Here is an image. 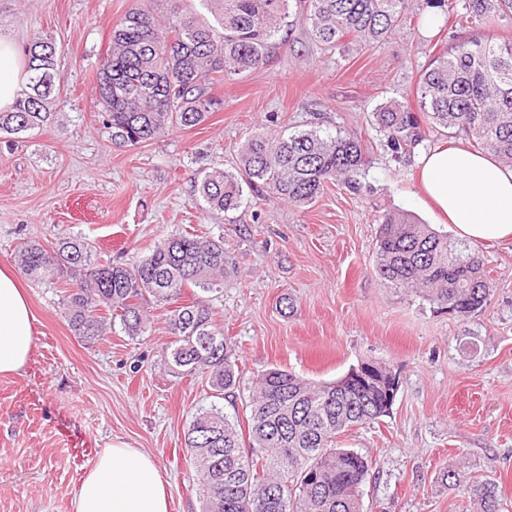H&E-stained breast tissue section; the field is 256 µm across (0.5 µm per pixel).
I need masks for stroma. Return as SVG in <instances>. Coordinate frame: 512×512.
Segmentation results:
<instances>
[{
  "mask_svg": "<svg viewBox=\"0 0 512 512\" xmlns=\"http://www.w3.org/2000/svg\"><path fill=\"white\" fill-rule=\"evenodd\" d=\"M134 3L0 0V36L20 49L53 38L62 77L50 126L0 136V266H14L25 239L59 233L91 240L118 263L177 230L223 237L236 272L207 299L237 352L240 385L224 399L225 414L246 419L253 383L271 368L329 382L365 361L386 364L399 381L389 412L339 439L373 462L363 512H473L444 479L455 469L494 480L503 512H512V241L478 243L493 292L469 315L384 287L373 252L385 213H411L452 241L457 234L417 200L415 156L395 158L371 125L389 100L418 112L416 73L453 35L499 42L512 38V22L466 23L465 0H453L429 36L426 0H414L394 35L331 57L297 23L266 66L214 85L224 107L204 123L115 148L95 105V74ZM313 125L371 142L361 192L334 184L296 208L248 188L238 210L203 212L195 188L204 171L234 169L256 133ZM65 289L26 284L37 342L22 370L0 376V512H72L80 479L112 441L156 458L170 512H200L183 429L210 404V389L160 365L164 310H154L145 336L117 328L90 343L67 326Z\"/></svg>",
  "mask_w": 512,
  "mask_h": 512,
  "instance_id": "1",
  "label": "stroma"
}]
</instances>
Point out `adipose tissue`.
<instances>
[{
    "label": "adipose tissue",
    "instance_id": "adipose-tissue-1",
    "mask_svg": "<svg viewBox=\"0 0 512 512\" xmlns=\"http://www.w3.org/2000/svg\"><path fill=\"white\" fill-rule=\"evenodd\" d=\"M27 79L14 43L0 38V111L10 109ZM419 186L438 223L472 243L512 239V167L461 146L439 143L418 162ZM35 318L20 275L0 267V375L21 370L35 347ZM74 512H169L156 459L122 441L94 459L73 495Z\"/></svg>",
    "mask_w": 512,
    "mask_h": 512
}]
</instances>
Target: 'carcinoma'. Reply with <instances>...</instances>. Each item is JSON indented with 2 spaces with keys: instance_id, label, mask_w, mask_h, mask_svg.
Listing matches in <instances>:
<instances>
[{
  "instance_id": "cac0c4a2",
  "label": "carcinoma",
  "mask_w": 512,
  "mask_h": 512,
  "mask_svg": "<svg viewBox=\"0 0 512 512\" xmlns=\"http://www.w3.org/2000/svg\"><path fill=\"white\" fill-rule=\"evenodd\" d=\"M129 9L112 29L99 61L97 107L117 147H136L174 127L205 122L224 102L212 92L226 78L262 68L289 18L302 22L326 51L374 45L396 32L413 0H201L220 28L182 8L183 0ZM471 22L493 25L512 13V0H467ZM56 46L37 37L26 47L28 83L12 110L0 112V134L41 129L54 116L61 76ZM422 117L388 101L373 113L374 129L398 158L433 131L463 133L470 145L512 166V39L459 36L445 55L418 71ZM371 164L362 139L304 130L257 133L240 150L239 172L219 166L197 184L205 210L240 208L243 185L294 207H306L336 181L362 189ZM15 261L37 283L65 281V319L73 335L99 341L112 325L136 338L147 332L148 305L170 306L169 340L161 365L179 378H207L215 402L192 414L185 447L198 478L202 512H362L363 486L373 468L366 457L336 447L347 430L386 415L369 389L340 379L315 384L281 369L257 377L250 398L248 440L218 401L239 387L233 345L210 304L181 301L187 288L219 291L235 270L224 238L176 231L136 263L115 264L82 237L23 242ZM374 273L386 288H410L439 309L464 316L484 307L493 283L480 253L404 211L381 218ZM452 484L477 505L501 512L499 486L471 476Z\"/></svg>"
}]
</instances>
